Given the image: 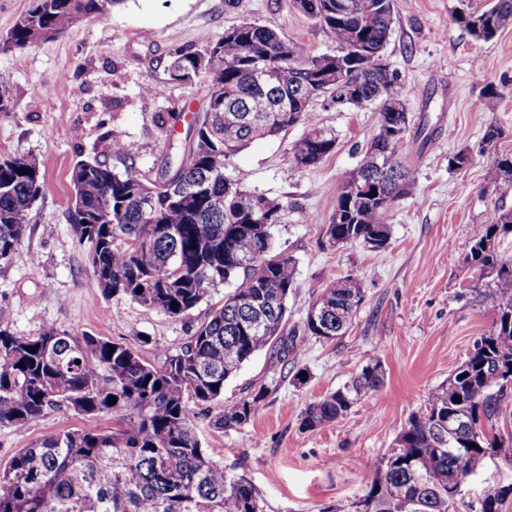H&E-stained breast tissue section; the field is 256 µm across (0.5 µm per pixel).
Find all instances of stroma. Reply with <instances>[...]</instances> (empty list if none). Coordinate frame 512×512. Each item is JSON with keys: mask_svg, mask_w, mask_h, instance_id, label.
<instances>
[{"mask_svg": "<svg viewBox=\"0 0 512 512\" xmlns=\"http://www.w3.org/2000/svg\"><path fill=\"white\" fill-rule=\"evenodd\" d=\"M488 2L394 0L384 59L405 94L411 185L391 208L385 249L333 246L326 234L343 176L358 166L378 132L373 108L336 107L323 98L311 104L337 140L335 151L315 167L299 169L289 160L303 134L299 126L257 140L231 160L233 178L283 206L272 236L275 251L296 261L286 331L300 329L309 304L337 278L356 275L364 291L346 334L307 339L285 357L267 347L225 383L228 402L266 387L255 419L223 432L200 425L206 447L228 474L252 481L266 512H323L360 497L408 418L426 408L493 325L494 314L480 296L490 277L461 258L476 225L495 210H512V186L496 179L480 151L492 123L506 133L500 149L512 151V25L484 41L454 20L460 9L481 10ZM246 19L300 42L313 55L337 49L333 36L293 0H119L108 14L52 39L0 50V81L15 104L14 111L0 112V154L35 158L46 175L16 254L0 264V305L10 312L12 332L34 336L49 325L87 332L131 345L156 365L223 304L222 286L188 314L172 318L123 294L103 293L88 263V245L71 221L70 172L77 161L93 159L110 135L125 146L124 155L112 160L116 170L131 164L144 179L158 178L209 100L205 77L170 78V59L203 51ZM148 83L160 86L161 94H143ZM489 83L501 93L492 107L483 95ZM462 150L470 163L449 169V157ZM375 362L384 377L371 398L342 418L301 428L309 403ZM300 369L307 374L302 383L294 378ZM111 425L108 416L50 409L27 425L0 426V461L66 430ZM510 485L512 447L506 445L466 486L465 498Z\"/></svg>", "mask_w": 512, "mask_h": 512, "instance_id": "stroma-1", "label": "stroma"}]
</instances>
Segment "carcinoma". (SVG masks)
<instances>
[{
	"instance_id": "carcinoma-1",
	"label": "carcinoma",
	"mask_w": 512,
	"mask_h": 512,
	"mask_svg": "<svg viewBox=\"0 0 512 512\" xmlns=\"http://www.w3.org/2000/svg\"><path fill=\"white\" fill-rule=\"evenodd\" d=\"M117 2L33 0L8 38L26 48L34 45L35 32L57 35L106 15ZM295 4L333 35L336 53L309 55L275 30L244 22L204 51L208 68L198 70L196 52L171 60L172 79L203 74L210 97L190 125L192 140L176 152L159 185L130 167L122 173L112 167L110 159L124 152L112 137L101 156L72 167L90 216L87 224L81 217L73 223L89 245L88 262L103 292L122 293L176 318L211 289L241 283L179 351L163 353L158 366L125 343L88 333L46 327L36 336H18L0 315V425H25L52 408L117 419L110 430L60 432L0 462V512H266L254 485L228 475L203 446L199 419L225 431L248 424L262 409L265 390L225 403V382L267 346L294 350L309 337L330 341L343 335L364 292L351 274L337 279L309 305L300 331L283 334L295 261L273 246L282 205L257 193L241 196L242 185L227 173L229 161L250 143L301 125L291 160L306 168L318 165L335 151L336 136L319 125L310 102L332 99L338 91L351 94L352 105L361 96L375 106L380 126L408 130L407 112L393 110L403 88L388 66L371 63L388 41L392 0ZM455 22L473 38L490 40L512 24V0H492L481 13L461 11ZM268 65L277 68L273 86L256 79ZM503 134L501 127L487 126L481 151L496 178L512 186V153L497 149ZM380 145L378 133L359 167L345 177L327 225L333 246L341 241L379 250L389 243V184L373 180L366 162ZM410 148L405 135L390 144L383 162L392 175L409 179ZM44 188L36 159L0 155V263L16 253ZM508 236L512 211H497L475 230L463 257L492 272L481 291L495 314L492 328L428 399L439 418L425 412L408 418L349 512H456L448 505V486L459 474L448 456H462L465 473L475 476L503 446L504 436L488 432L484 421L499 416L512 398V259L499 251ZM313 311L322 313L317 326ZM382 383L380 363L364 366L343 387L309 404L301 428L335 421ZM111 397L116 403H109ZM511 494L512 486L487 491L482 512H501Z\"/></svg>"
}]
</instances>
